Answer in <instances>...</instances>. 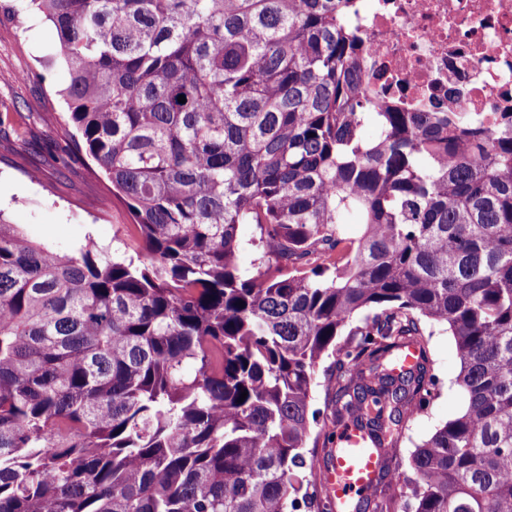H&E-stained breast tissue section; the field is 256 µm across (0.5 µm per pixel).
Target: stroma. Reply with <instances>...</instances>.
<instances>
[{
  "label": "stroma",
  "mask_w": 512,
  "mask_h": 512,
  "mask_svg": "<svg viewBox=\"0 0 512 512\" xmlns=\"http://www.w3.org/2000/svg\"><path fill=\"white\" fill-rule=\"evenodd\" d=\"M56 46L50 22L22 0H0V220L20 225L31 238L62 254L92 240L116 256H136L138 241L126 209L118 203L108 211L100 207L101 199L112 193L111 183L89 158L72 159L77 148L59 94L65 69L52 67L43 81L25 77L39 70ZM429 351L440 395L408 419L398 454L403 466L415 446L462 405L452 337L435 329Z\"/></svg>",
  "instance_id": "obj_1"
}]
</instances>
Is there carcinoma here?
<instances>
[{"label":"carcinoma","mask_w":512,"mask_h":512,"mask_svg":"<svg viewBox=\"0 0 512 512\" xmlns=\"http://www.w3.org/2000/svg\"><path fill=\"white\" fill-rule=\"evenodd\" d=\"M28 2L141 251L0 223V512H332L335 428L394 449L390 473L438 396L435 325L465 405L358 512H512V112L379 100L355 0ZM238 235L241 242V249L239 254L240 265L244 268L254 270L259 257V250L253 244L259 238V229L254 224H240ZM333 361V358H325L321 364L320 368L318 370V378H317V386H315L314 389V397L312 401V409L318 410L320 412V415L318 417L317 424L312 423L311 429L313 436L320 432L321 430H324V422L329 428H332L331 425V406L327 407L326 405V390H325V372L324 370L330 369L329 366L331 365Z\"/></svg>","instance_id":"1"}]
</instances>
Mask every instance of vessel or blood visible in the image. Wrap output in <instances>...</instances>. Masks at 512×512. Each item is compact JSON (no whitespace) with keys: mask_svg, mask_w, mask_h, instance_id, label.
<instances>
[{"mask_svg":"<svg viewBox=\"0 0 512 512\" xmlns=\"http://www.w3.org/2000/svg\"><path fill=\"white\" fill-rule=\"evenodd\" d=\"M339 453L328 465L319 466L321 484L338 512H349L352 503L378 484L381 462L388 448L378 446L355 426L341 427L336 436Z\"/></svg>","mask_w":512,"mask_h":512,"instance_id":"1","label":"vessel or blood"}]
</instances>
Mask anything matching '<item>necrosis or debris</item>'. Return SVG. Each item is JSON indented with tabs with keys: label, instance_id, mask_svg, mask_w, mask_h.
Instances as JSON below:
<instances>
[{
	"label": "necrosis or debris",
	"instance_id": "4bbe7bcc",
	"mask_svg": "<svg viewBox=\"0 0 512 512\" xmlns=\"http://www.w3.org/2000/svg\"><path fill=\"white\" fill-rule=\"evenodd\" d=\"M368 83L448 112H512V0H355Z\"/></svg>",
	"mask_w": 512,
	"mask_h": 512
}]
</instances>
